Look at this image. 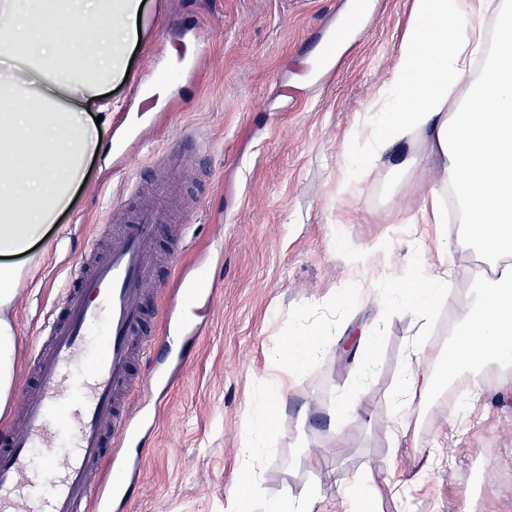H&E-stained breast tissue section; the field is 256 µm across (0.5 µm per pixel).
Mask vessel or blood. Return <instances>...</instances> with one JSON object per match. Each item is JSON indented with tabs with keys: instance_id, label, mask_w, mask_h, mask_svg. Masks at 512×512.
<instances>
[{
	"instance_id": "b4317fda",
	"label": "vessel or blood",
	"mask_w": 512,
	"mask_h": 512,
	"mask_svg": "<svg viewBox=\"0 0 512 512\" xmlns=\"http://www.w3.org/2000/svg\"><path fill=\"white\" fill-rule=\"evenodd\" d=\"M166 220L159 202L142 208L133 223L114 235L107 253L73 276L53 313L15 419L0 432V512H112L141 476L142 460L121 452L138 436L143 419L132 404L135 393L152 386V376L134 378L131 366L148 361L156 338L145 329L144 302L159 296L152 254L156 231ZM191 306L167 303L169 330L184 336L202 332L189 323ZM102 324L107 340L93 352L91 327ZM64 419L67 442H60L57 419ZM44 452L34 471L32 452ZM51 493L39 494L42 481Z\"/></svg>"
}]
</instances>
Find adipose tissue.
<instances>
[{"instance_id":"adipose-tissue-1","label":"adipose tissue","mask_w":512,"mask_h":512,"mask_svg":"<svg viewBox=\"0 0 512 512\" xmlns=\"http://www.w3.org/2000/svg\"><path fill=\"white\" fill-rule=\"evenodd\" d=\"M144 0H0V416L15 391V327L8 312L24 278L14 257L30 253L49 225L73 205L90 158L111 132L103 112L109 85L125 79L128 50L138 37ZM495 18L487 32V18ZM480 73H473L476 58ZM466 103L451 105L459 86ZM368 126L350 129L373 156L422 133L438 174L422 194L414 219L448 221L453 193L467 240L491 267L475 278L467 311L448 347L435 358L423 338L413 340L408 367L395 392L399 416L390 428L401 448L419 366L445 372L512 364V0H412L392 78ZM371 250L383 260V287L407 283L404 298L417 319L429 321L456 278L448 243L434 258L388 265L383 241ZM319 491L263 503L249 484L235 512H317Z\"/></svg>"}]
</instances>
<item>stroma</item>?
<instances>
[{"mask_svg": "<svg viewBox=\"0 0 512 512\" xmlns=\"http://www.w3.org/2000/svg\"><path fill=\"white\" fill-rule=\"evenodd\" d=\"M146 2L129 75L108 92L122 135L89 162L72 208L35 247L10 311L17 387L86 250L103 255L115 217L158 199L181 209L177 223L159 227L166 290H178L186 271L215 293L196 301L205 329L186 342L193 364L144 398L150 436L124 449L128 458L145 456L144 474L112 512H231L247 477L275 501L320 488L328 512L356 480L366 488L405 484L376 512H512V390L504 383L512 366L493 365L471 406L449 402L447 386L420 380L405 448L394 452L388 439L412 340L425 336L447 353L439 336L459 303L440 304L425 333L405 301L383 298L375 285L362 284L346 307L324 305L350 279L352 259L370 262L373 241H387L398 267L416 248L410 220L436 173L422 136L365 162L351 197L336 195L350 149L345 136L392 76L411 0H371L358 40L321 82L313 69L348 0ZM443 231L465 289L478 254L457 210ZM377 323V366L364 377L358 342ZM315 329L329 344L300 367L284 396L289 423L270 426V451L250 467L240 448L255 434L269 351ZM352 390L365 411L341 444L331 415ZM434 446L440 463L431 467L423 451ZM311 455L319 469L309 466ZM466 473L470 500L459 490Z\"/></svg>", "mask_w": 512, "mask_h": 512, "instance_id": "1", "label": "stroma"}]
</instances>
